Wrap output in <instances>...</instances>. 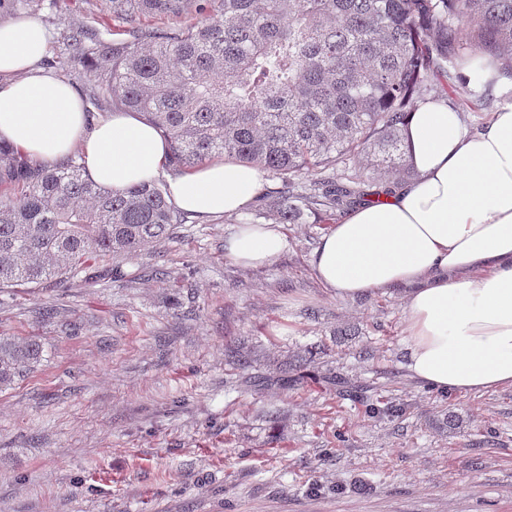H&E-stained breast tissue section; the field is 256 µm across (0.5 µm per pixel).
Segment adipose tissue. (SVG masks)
I'll return each mask as SVG.
<instances>
[{"label": "adipose tissue", "instance_id": "ef3b65f1", "mask_svg": "<svg viewBox=\"0 0 512 512\" xmlns=\"http://www.w3.org/2000/svg\"><path fill=\"white\" fill-rule=\"evenodd\" d=\"M47 33L36 20L0 25V140L42 162L81 146L97 184L122 190L155 176L167 147L132 112L87 126L83 102L41 67ZM417 176L380 203L355 208L321 238L312 267L339 298L406 287V368L421 384L456 392L512 387V103L468 130L443 99L405 128ZM260 171L213 159L170 180L169 198L201 216L241 211ZM287 242L271 224H242L224 254L247 266L274 261Z\"/></svg>", "mask_w": 512, "mask_h": 512}]
</instances>
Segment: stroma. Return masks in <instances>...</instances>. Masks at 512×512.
<instances>
[{"label":"stroma","mask_w":512,"mask_h":512,"mask_svg":"<svg viewBox=\"0 0 512 512\" xmlns=\"http://www.w3.org/2000/svg\"><path fill=\"white\" fill-rule=\"evenodd\" d=\"M104 8L0 0V23L40 21L45 69L89 100L63 42L81 27L123 39ZM268 211L256 197L102 259L92 279L0 292V334L43 346L0 391V512H512V387L410 379L403 290L332 296L312 267L316 215L281 225L272 264L225 257L238 224ZM387 402L399 413L369 417ZM450 405L463 423L444 435L432 422Z\"/></svg>","instance_id":"35a3bbf8"}]
</instances>
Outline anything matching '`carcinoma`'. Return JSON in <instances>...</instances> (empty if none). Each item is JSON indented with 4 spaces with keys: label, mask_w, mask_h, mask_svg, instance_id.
<instances>
[{
    "label": "carcinoma",
    "mask_w": 512,
    "mask_h": 512,
    "mask_svg": "<svg viewBox=\"0 0 512 512\" xmlns=\"http://www.w3.org/2000/svg\"><path fill=\"white\" fill-rule=\"evenodd\" d=\"M128 38L78 29L69 61L112 106L168 142L171 170L217 156L277 181L281 224L369 204L367 181L408 174L403 131L434 82H456L465 56L512 77V0H105ZM146 19L166 22L150 27ZM70 157L37 165L0 142V288L87 274L109 255L138 256L184 221L153 178L121 191ZM42 345L0 336V388L40 362Z\"/></svg>",
    "instance_id": "obj_1"
}]
</instances>
